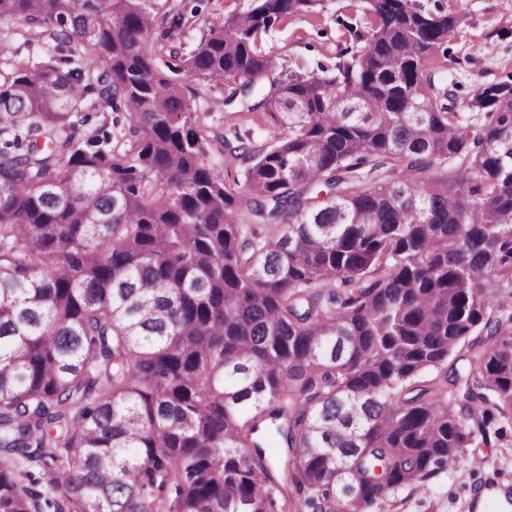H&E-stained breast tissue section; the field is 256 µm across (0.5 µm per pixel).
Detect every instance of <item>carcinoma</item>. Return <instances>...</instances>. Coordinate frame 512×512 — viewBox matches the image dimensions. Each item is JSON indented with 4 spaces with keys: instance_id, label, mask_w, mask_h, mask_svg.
Wrapping results in <instances>:
<instances>
[{
    "instance_id": "obj_1",
    "label": "carcinoma",
    "mask_w": 512,
    "mask_h": 512,
    "mask_svg": "<svg viewBox=\"0 0 512 512\" xmlns=\"http://www.w3.org/2000/svg\"><path fill=\"white\" fill-rule=\"evenodd\" d=\"M315 2L183 55L168 0H0V512H404L512 425V81L467 119L425 76L456 15L367 0L260 100L284 136L221 138L243 180L209 163L188 81L249 92ZM87 92L117 143L75 138Z\"/></svg>"
}]
</instances>
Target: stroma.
Listing matches in <instances>:
<instances>
[{
	"instance_id": "stroma-1",
	"label": "stroma",
	"mask_w": 512,
	"mask_h": 512,
	"mask_svg": "<svg viewBox=\"0 0 512 512\" xmlns=\"http://www.w3.org/2000/svg\"><path fill=\"white\" fill-rule=\"evenodd\" d=\"M198 6L193 27L182 31L185 48L200 37L204 21L215 14L246 9L251 0H171ZM433 13H462L466 25L449 40L447 52L427 65L436 83L448 86L457 105H464L484 85L512 80V0H420ZM374 15L365 0H317L309 12L282 17L266 37L273 66L270 79L311 74L333 67L347 49L356 48L355 32L370 31ZM230 85L214 87L213 122L220 131L248 133L254 146L272 143L278 130L266 110L249 109ZM512 481V447L471 446L459 463L441 474L430 491L411 498L407 512H469L468 505L484 484Z\"/></svg>"
}]
</instances>
